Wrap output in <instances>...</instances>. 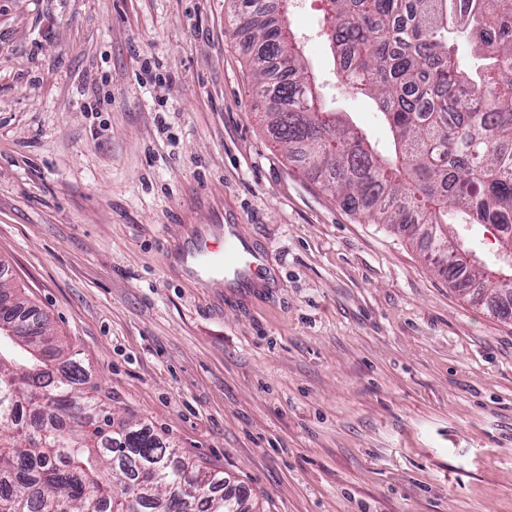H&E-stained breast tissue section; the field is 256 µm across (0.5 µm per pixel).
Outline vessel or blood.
Segmentation results:
<instances>
[{"instance_id": "obj_1", "label": "vessel or blood", "mask_w": 512, "mask_h": 512, "mask_svg": "<svg viewBox=\"0 0 512 512\" xmlns=\"http://www.w3.org/2000/svg\"><path fill=\"white\" fill-rule=\"evenodd\" d=\"M181 262L186 275L201 284L220 282L243 290L255 287L265 272V257L234 224H208L185 240Z\"/></svg>"}]
</instances>
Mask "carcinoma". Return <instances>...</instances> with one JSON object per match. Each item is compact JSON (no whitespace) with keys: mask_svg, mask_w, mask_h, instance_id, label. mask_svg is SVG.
<instances>
[{"mask_svg":"<svg viewBox=\"0 0 512 512\" xmlns=\"http://www.w3.org/2000/svg\"><path fill=\"white\" fill-rule=\"evenodd\" d=\"M241 12L229 22L245 45L252 94L275 143L372 224L427 240L428 259L460 295L488 291L489 312L512 317V0H327L325 34L341 77L375 100L394 143L383 156L330 109L284 25ZM487 64H460L455 39ZM479 224L500 243L477 262L452 225ZM0 333V512H252L246 497L217 494L204 474L146 426L112 430V410L85 392L45 316Z\"/></svg>","mask_w":512,"mask_h":512,"instance_id":"1","label":"carcinoma"}]
</instances>
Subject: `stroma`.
I'll return each instance as SVG.
<instances>
[{"label": "stroma", "instance_id": "stroma-1", "mask_svg": "<svg viewBox=\"0 0 512 512\" xmlns=\"http://www.w3.org/2000/svg\"><path fill=\"white\" fill-rule=\"evenodd\" d=\"M324 0L289 19L331 107ZM228 0H0V295L136 422L254 512H512V319L418 238L347 212L273 142ZM235 220L269 278L183 277V225Z\"/></svg>", "mask_w": 512, "mask_h": 512}]
</instances>
